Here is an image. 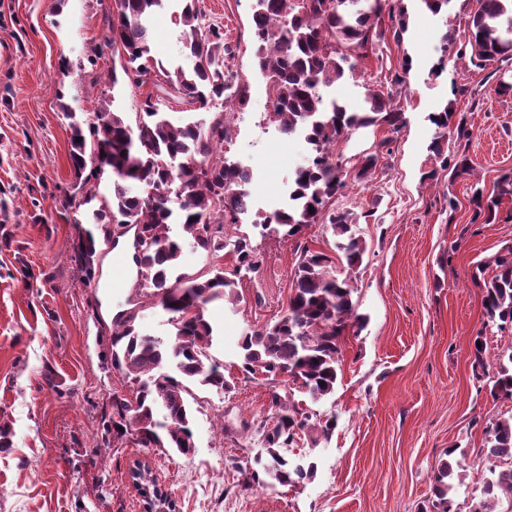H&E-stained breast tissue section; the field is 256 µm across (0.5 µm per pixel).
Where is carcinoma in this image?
<instances>
[{"instance_id":"cac0c4a2","label":"carcinoma","mask_w":512,"mask_h":512,"mask_svg":"<svg viewBox=\"0 0 512 512\" xmlns=\"http://www.w3.org/2000/svg\"><path fill=\"white\" fill-rule=\"evenodd\" d=\"M168 0H115L116 11L104 16V43L120 50L122 73L112 71V86L128 83L140 87L161 75L172 90L196 109H207L216 99L239 106L248 101L246 86L238 82L229 65L219 61L235 57L236 47L216 28L198 24L195 0H184L181 21L184 47L197 63L167 69L151 55L149 21L167 6ZM406 0H256L252 16V42L258 70L265 74L272 96L270 119L285 136H301L310 156L288 184V205L266 215L252 227L262 237L276 233L300 239L317 223L327 224L336 249L347 267L363 262L366 243L354 231L358 218L349 210L328 209L330 201L347 188L348 176L368 178L380 154L390 144L384 138L378 150L366 156L355 174L345 170L334 146L352 130L367 127L399 132L406 125L405 113L392 94L372 87L360 109L329 96L324 89L353 73L360 51L391 37L403 41L410 16ZM421 11L432 16L448 14L450 0H417ZM470 16L465 40L457 59L482 69L496 61L512 65V0H479ZM114 100H102L92 121L83 123L74 113L70 119L69 157L79 183L66 196L63 207L78 211L94 205L92 223L83 229L78 265L87 282L96 276L98 238L112 239V226L134 228L142 245L136 258L138 282L144 296L158 299L169 314V338L143 332L133 311L112 321V367L133 383L130 395H112L111 411L105 413L104 430L112 440L129 435L141 448H170L189 455L195 448L191 429V406L185 397V382L192 381L224 393V364L209 350L216 331L207 315L208 305L222 300L239 302L235 279L215 265L206 277L177 273L185 241L194 248L219 256L229 250L236 271H254L261 260L249 233L226 236L224 225L242 224L251 210L248 185L250 168L219 155L227 139L224 115L205 123L199 120L173 124L147 97L136 125L124 113L112 109ZM438 130L429 146L435 164L427 175L435 180L448 172V181L471 174L466 152L448 153V137L463 140L469 132L464 119L446 105L428 115ZM81 141H76V138ZM110 180L108 193L99 192L102 177ZM512 196V175L506 174L496 192L484 194L474 188L472 221L492 224L498 219L501 200ZM332 257L301 247L288 309L273 323L245 333L241 341L239 368L243 374L259 375L271 387L277 408L273 423L263 426L267 457L255 459L260 470L281 485L297 486L311 478L315 466L298 463L281 453L308 430L317 428L311 415L288 395L279 392V378L289 377L300 391L319 400L335 391L344 338L349 329L363 326L364 318L353 302L354 288L348 277L334 274ZM495 273L488 280L473 276L482 289V305L488 321L512 337V246L494 258ZM169 366L180 374L162 371ZM493 399L512 398V347L501 355L492 377ZM487 459H512V417L499 418L486 430ZM475 512H493L498 494L512 495V468L487 469ZM466 479L464 466L446 460L434 469L436 500L430 512H452V498Z\"/></svg>"}]
</instances>
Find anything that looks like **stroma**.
I'll return each mask as SVG.
<instances>
[{"label":"stroma","mask_w":512,"mask_h":512,"mask_svg":"<svg viewBox=\"0 0 512 512\" xmlns=\"http://www.w3.org/2000/svg\"><path fill=\"white\" fill-rule=\"evenodd\" d=\"M113 4L0 0V426L10 428L9 447H0V512H146L130 477L139 462L168 490L175 512H420L433 498V469L448 454L471 467L453 510L474 512L488 467L481 458L485 427L512 416V399L489 394L497 358L512 338L488 324L472 275L480 268L492 277L495 256L512 245V199L503 200L500 222L475 224L472 179L454 181L452 210L425 174L435 136L428 115L446 104L466 118L467 154L486 187L512 171V98L493 92L497 63L469 71L455 51L440 50L441 32L463 34L477 0H455L444 20L412 14L402 43L368 47L355 74L332 88L357 108L368 87L405 71V85L391 93L406 125L392 135L354 130L336 146L353 166L383 137L392 139L369 181H349L335 201L360 217L362 265L351 271L337 259L328 226L312 225L304 235L311 249L335 256L337 276L351 277L367 322L346 339L334 393L316 402L299 398L315 421L336 423L330 434L303 435L294 448L315 464L312 479L264 488L251 472L276 409L268 383L244 378L238 363L245 331L275 322L288 307L299 255L294 241L274 233L257 238L262 264L241 277L238 305L209 308L219 330L211 353L224 364L230 389L219 395L191 385L194 453L166 455L130 438L117 448L101 445L105 403L131 389L107 355L112 319L129 309L136 273L127 269L117 281L116 251L104 243L97 278H81L78 227L62 207L76 182L64 113L86 118L113 97L132 123L148 98L173 123L196 115L154 83L108 82L123 62L103 41V17ZM254 5L196 0L200 23L221 27L237 47L229 65L249 102L242 110L220 103L212 110L229 128L225 156L253 170L252 222H259L285 201L308 147L270 119L268 83L253 56ZM181 8V0H170L153 22L152 55L167 66L184 61ZM463 82L475 97L455 94ZM478 339L481 370L473 367ZM47 373L54 386L45 383Z\"/></svg>","instance_id":"35a3bbf8"}]
</instances>
